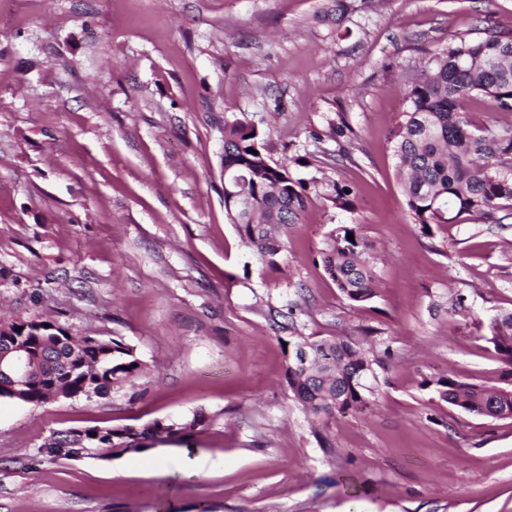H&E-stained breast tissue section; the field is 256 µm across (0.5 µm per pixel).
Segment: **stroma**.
Masks as SVG:
<instances>
[{
	"mask_svg": "<svg viewBox=\"0 0 512 512\" xmlns=\"http://www.w3.org/2000/svg\"><path fill=\"white\" fill-rule=\"evenodd\" d=\"M0 0V319L122 337L132 386L0 399V512H512V419L431 380L512 384L485 335L512 309V223L423 233L390 133L430 54L512 0ZM269 130L312 198L263 263L224 210V120ZM339 224L374 244L354 305L320 252ZM375 359L370 410L312 415L288 367L305 339ZM201 414L185 438L51 460L52 433Z\"/></svg>",
	"mask_w": 512,
	"mask_h": 512,
	"instance_id": "1",
	"label": "stroma"
}]
</instances>
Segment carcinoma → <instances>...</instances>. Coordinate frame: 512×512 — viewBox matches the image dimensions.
Instances as JSON below:
<instances>
[{
    "label": "carcinoma",
    "instance_id": "cac0c4a2",
    "mask_svg": "<svg viewBox=\"0 0 512 512\" xmlns=\"http://www.w3.org/2000/svg\"><path fill=\"white\" fill-rule=\"evenodd\" d=\"M483 36H460L435 53L420 79L405 94L406 109L391 133L396 168L414 223L426 229L448 224L467 213L485 224H501L512 203V126L490 122L479 127L462 112L464 101L484 98L498 112H512V29L504 30L486 16ZM268 138L246 119L224 120V171L241 197L244 210L224 200L230 223L270 266L277 265L280 241L276 227L288 232L298 223L311 196H323L337 208H354L353 190L332 182L322 192L293 178L285 165L268 155ZM354 240L348 239V234ZM377 256L356 224L336 226L321 252L324 270L351 302L361 304L376 294ZM484 339L500 360L512 366V310L494 316ZM25 343L42 377L25 391L22 402L39 405L56 389L70 398L118 392L139 377L144 364L122 338L108 341L71 336L62 328L29 333ZM322 364L288 367L293 397L313 414L346 416L369 406L376 380L373 361L344 339L312 342ZM439 396L449 405L493 419L512 418V387H489L451 377L436 380ZM201 423L199 415L179 421L155 422L148 428L112 429V438L90 435L78 441L59 434L45 450L52 458L76 461L103 450L138 452L143 442L162 429L185 437Z\"/></svg>",
    "mask_w": 512,
    "mask_h": 512
}]
</instances>
